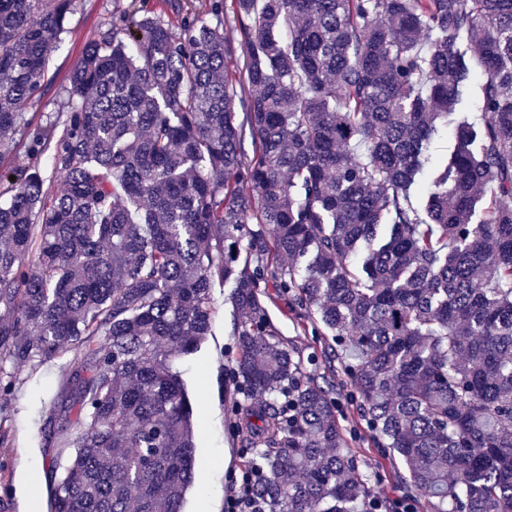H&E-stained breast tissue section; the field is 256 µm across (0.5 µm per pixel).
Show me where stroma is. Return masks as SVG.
<instances>
[{"label": "stroma", "mask_w": 512, "mask_h": 512, "mask_svg": "<svg viewBox=\"0 0 512 512\" xmlns=\"http://www.w3.org/2000/svg\"><path fill=\"white\" fill-rule=\"evenodd\" d=\"M129 4L130 0H76L61 40L50 53L47 90L26 108L30 117L42 119L65 109V89L81 53ZM232 294L231 286L214 288L211 333L196 354L176 364L191 400L203 407L194 419L196 475L183 512H198L202 507L224 512L229 472L252 461L245 433L237 428L242 396L227 378L238 357ZM259 294L274 341L289 349L306 375L328 390L345 446L370 473L373 495L386 504L409 497L416 512H427L425 499L403 488L390 462L379 456L374 433L361 417L359 399L336 360L335 343L314 320L290 310L287 296L272 281L261 282ZM79 358L73 349L34 368L12 369L7 385L0 388V429L9 435L8 444H0V493L11 501L12 512H47V466L53 451L43 444L39 415L61 395ZM18 447L28 451L27 464L21 469L13 468L10 461L12 449Z\"/></svg>", "instance_id": "35a3bbf8"}]
</instances>
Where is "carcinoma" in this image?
Listing matches in <instances>:
<instances>
[{"mask_svg": "<svg viewBox=\"0 0 512 512\" xmlns=\"http://www.w3.org/2000/svg\"><path fill=\"white\" fill-rule=\"evenodd\" d=\"M75 2L0 0V157L47 153L63 181L0 171V373L82 353L43 415L67 438L49 512H182L198 407L173 363L209 335L217 283L258 495L363 512L370 476L333 402L270 337L267 275L350 353L401 485L430 512H512V0H233L242 81L224 0L205 18L168 0L178 34L125 10L74 66L68 110L35 124ZM271 244L288 266L269 270Z\"/></svg>", "mask_w": 512, "mask_h": 512, "instance_id": "carcinoma-1", "label": "carcinoma"}]
</instances>
